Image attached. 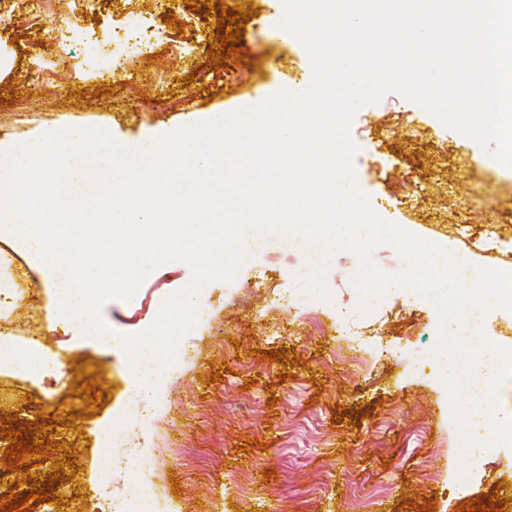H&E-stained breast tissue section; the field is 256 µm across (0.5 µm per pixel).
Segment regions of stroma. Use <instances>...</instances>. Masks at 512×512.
Instances as JSON below:
<instances>
[{
    "label": "stroma",
    "mask_w": 512,
    "mask_h": 512,
    "mask_svg": "<svg viewBox=\"0 0 512 512\" xmlns=\"http://www.w3.org/2000/svg\"><path fill=\"white\" fill-rule=\"evenodd\" d=\"M223 7L252 10L240 30L245 59L212 70L210 49L219 48L207 18L188 0H178L174 15L181 28L166 23L160 0H140L146 17L167 34L191 40L192 56L161 54L150 63L129 60L123 75L63 79L54 86L33 83L37 58H50L55 46L40 41V30L60 26L69 0H51L39 19L23 5L0 16V143L21 146L60 124L107 131L134 141L153 134L198 125L214 114L237 110L278 93L283 83L309 85L312 68L300 56L301 43L280 28V0H223ZM117 0H90L79 20L80 34L70 41V63L82 60L84 44L112 32ZM352 139H369L373 149L356 154L361 187L373 209L435 244L465 243L448 222V211L466 201L474 232L512 235V169L499 165L490 149L463 138L421 106L396 93L362 106ZM429 189L412 207L394 201L417 184ZM0 280H8L20 299L0 312V330L37 337L62 360L61 374L40 379L0 368V411L26 425L52 419L45 432L58 443L49 457L27 455L32 480L17 484L6 471L9 439H0V497L27 496L37 483L53 479L54 500L35 501L47 512H96L104 451L94 432L120 420L134 386L127 353L119 339L146 330L156 299L171 296L193 279L183 261L165 262L149 271L131 300L106 301L100 315L114 338L112 348L98 346L72 325L50 327L53 300L43 275L14 244L0 239ZM303 258L282 254L241 267L240 284L229 289L210 282L203 302L201 329L191 333V349L169 380L168 411L137 434L131 447L112 454L113 489L134 474L140 449H148L158 495L176 502L179 512H418L434 503L437 512H456L472 499L512 512V445L481 458L457 451L459 427L448 407L463 398L462 380L439 385L437 376H409L398 360H380L341 346L337 314H350L358 293L347 273L359 260L336 252L324 274L331 300L307 319L293 318L274 301L279 288L307 292V280L286 274ZM439 312L419 295L395 289L385 311L367 328L370 336L397 341L412 351L435 343ZM281 329L268 340V327ZM266 351L278 360L263 359ZM221 378L211 381L212 371ZM91 373L102 392L94 411L78 387L79 374ZM72 456V464L61 459ZM234 483L242 494L219 505V483Z\"/></svg>",
    "instance_id": "35a3bbf8"
}]
</instances>
